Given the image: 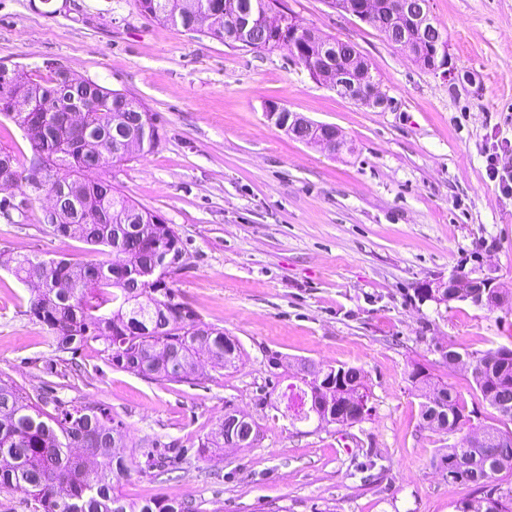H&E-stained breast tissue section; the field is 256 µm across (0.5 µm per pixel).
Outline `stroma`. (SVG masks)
<instances>
[{
    "mask_svg": "<svg viewBox=\"0 0 512 512\" xmlns=\"http://www.w3.org/2000/svg\"><path fill=\"white\" fill-rule=\"evenodd\" d=\"M304 27L352 43L389 105L373 109L315 81L286 49L253 52L143 15L135 0H0V64L62 66L157 113L153 153L95 171L160 214L185 249L172 277L200 320L237 340L236 368L205 364L161 384L118 369L99 344L56 357L28 313L31 284L0 267V371L31 396L108 406L139 447L172 444L173 479L132 474L127 498L166 497L204 512H456L470 487L433 466L455 438L428 427L409 375L451 385L472 428L495 423L468 367L439 347L512 346V308L424 300L425 283L463 271L512 291V193L486 157L512 144V0H431L454 72L327 0H282ZM278 104L335 125L338 155L288 138ZM90 259L86 244L0 217V253ZM359 368L370 413L351 428L291 424L283 398L298 365ZM253 418L250 447L197 452L227 411ZM378 459L370 479L359 464Z\"/></svg>",
    "mask_w": 512,
    "mask_h": 512,
    "instance_id": "obj_1",
    "label": "stroma"
}]
</instances>
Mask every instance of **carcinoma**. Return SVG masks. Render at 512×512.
Instances as JSON below:
<instances>
[{"mask_svg":"<svg viewBox=\"0 0 512 512\" xmlns=\"http://www.w3.org/2000/svg\"><path fill=\"white\" fill-rule=\"evenodd\" d=\"M214 23L207 36L227 45L233 37L239 11L252 3L255 16L263 7L280 0H217ZM139 10L164 24L197 33L196 19L182 13L184 0H136ZM288 39V26L259 25L245 47L255 52L271 51ZM301 61L316 76L317 70L336 66V48L321 53L307 45ZM83 96L88 101L84 127L94 153L60 154L55 167L76 172L100 159L121 163L137 154L144 157L160 143L157 115L137 99L107 89L98 83L66 87L62 74L34 78L20 69L0 75V115L19 122L12 110L18 98L35 103L46 117L47 130L32 135L34 156L52 154L55 143L70 133L71 112L67 96ZM0 167L23 179L15 152L0 146ZM64 188L58 199L59 215L44 212L36 222L60 237H77L100 253L107 248L123 255L125 263L91 259L72 261L43 259L33 254L0 257V265L22 281L35 280L39 288L29 299V315L51 334L54 351L76 359L91 342L102 345L113 366L161 383L188 379L200 356L214 366L228 369L240 356L239 343L224 330L198 320L173 284L162 277L143 275V269L162 248L181 249L182 240L174 229L155 222L154 212L134 203L110 181L89 183L80 178L47 179L31 188L39 195H52L56 186ZM464 356L469 359L472 381L482 400L497 412L496 425L464 434L441 449L440 466L451 480L474 486L481 498L463 497L456 512H512V488H503L501 474L512 475V412L505 402L512 400V347L499 346L484 351L461 353L453 345L442 348L444 361ZM419 393L420 416L432 414L448 423V433L462 431L470 422L458 393L446 384L433 382L417 368L409 375ZM301 385H292L286 410L291 422H304L308 415L326 425L338 421L345 427L361 422L359 405L368 403L363 371L350 366H319L305 362L298 372ZM358 405L336 417V403ZM224 447V424L200 440L198 452ZM140 463L129 449L127 430L105 405L64 401L55 395L32 400L23 389L0 372V489L21 490L34 502V512H202L197 505L168 498L141 501L127 499L116 483L133 472L158 469V475L176 469L179 456L168 455L158 445L142 452Z\"/></svg>","mask_w":512,"mask_h":512,"instance_id":"cac0c4a2","label":"carcinoma"}]
</instances>
